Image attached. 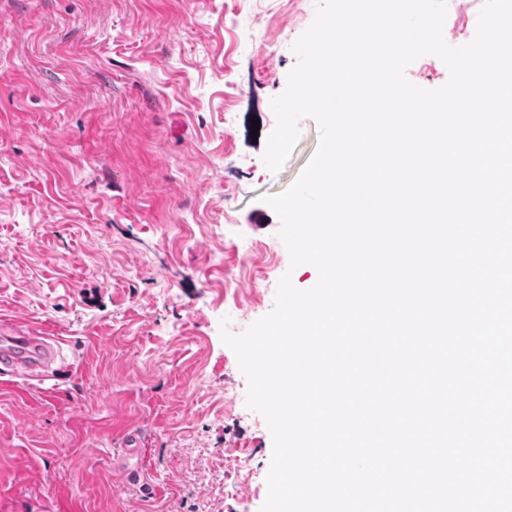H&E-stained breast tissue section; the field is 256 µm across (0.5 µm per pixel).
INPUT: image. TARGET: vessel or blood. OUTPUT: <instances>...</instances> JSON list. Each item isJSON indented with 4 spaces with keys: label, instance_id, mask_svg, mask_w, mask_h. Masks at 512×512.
I'll return each mask as SVG.
<instances>
[{
    "label": "vessel or blood",
    "instance_id": "b4317fda",
    "mask_svg": "<svg viewBox=\"0 0 512 512\" xmlns=\"http://www.w3.org/2000/svg\"><path fill=\"white\" fill-rule=\"evenodd\" d=\"M65 340L49 328L17 320L0 324V387L55 399L78 367L64 354Z\"/></svg>",
    "mask_w": 512,
    "mask_h": 512
}]
</instances>
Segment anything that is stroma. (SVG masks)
<instances>
[{
	"label": "stroma",
	"instance_id": "obj_1",
	"mask_svg": "<svg viewBox=\"0 0 512 512\" xmlns=\"http://www.w3.org/2000/svg\"><path fill=\"white\" fill-rule=\"evenodd\" d=\"M316 0H0V321L69 339L56 401L0 389V512H260L273 450L220 323L244 332L291 274L265 202L273 98ZM258 117V134L250 119ZM144 445L123 458L121 435ZM140 477L128 484L114 465Z\"/></svg>",
	"mask_w": 512,
	"mask_h": 512
}]
</instances>
